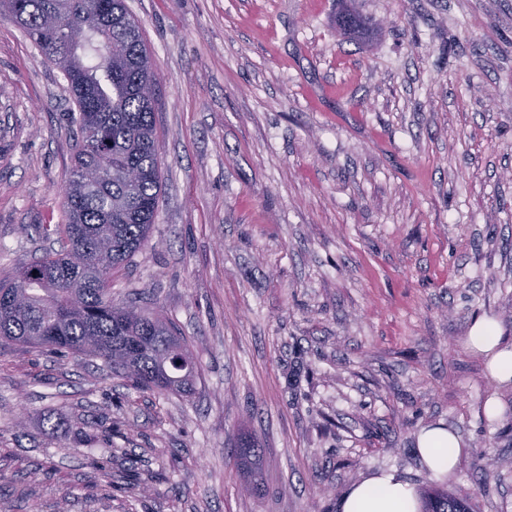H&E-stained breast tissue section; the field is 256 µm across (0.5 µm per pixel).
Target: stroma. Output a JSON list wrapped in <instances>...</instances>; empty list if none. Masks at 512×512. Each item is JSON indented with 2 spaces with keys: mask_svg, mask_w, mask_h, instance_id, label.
I'll use <instances>...</instances> for the list:
<instances>
[{
  "mask_svg": "<svg viewBox=\"0 0 512 512\" xmlns=\"http://www.w3.org/2000/svg\"><path fill=\"white\" fill-rule=\"evenodd\" d=\"M157 76L162 177L112 297L191 343V392L0 351V512H338L416 441L467 445L443 486L512 512V383L461 345L512 337V0H125ZM72 102L0 17V280L64 238ZM495 425H487V417ZM263 450L262 490L232 449ZM336 27L344 32L365 35L370 30V23L358 12L347 10L336 17Z\"/></svg>",
  "mask_w": 512,
  "mask_h": 512,
  "instance_id": "obj_1",
  "label": "stroma"
}]
</instances>
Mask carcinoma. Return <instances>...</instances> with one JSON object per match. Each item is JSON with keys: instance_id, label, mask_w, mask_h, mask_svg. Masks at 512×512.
<instances>
[{"instance_id": "obj_1", "label": "carcinoma", "mask_w": 512, "mask_h": 512, "mask_svg": "<svg viewBox=\"0 0 512 512\" xmlns=\"http://www.w3.org/2000/svg\"><path fill=\"white\" fill-rule=\"evenodd\" d=\"M0 12L63 75L77 128L65 246L0 282V349L65 350L104 361L139 390L188 393L198 372L187 338L154 310L114 302L109 288L112 271L148 240L161 199L156 76L141 26L124 0H0ZM336 27L365 35L370 23L347 10ZM236 456L259 491L262 449L245 441ZM422 503L423 512H470L439 488Z\"/></svg>"}]
</instances>
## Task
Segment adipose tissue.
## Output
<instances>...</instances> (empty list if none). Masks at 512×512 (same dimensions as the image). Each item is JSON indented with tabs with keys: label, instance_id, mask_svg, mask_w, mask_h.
Instances as JSON below:
<instances>
[{
	"label": "adipose tissue",
	"instance_id": "obj_1",
	"mask_svg": "<svg viewBox=\"0 0 512 512\" xmlns=\"http://www.w3.org/2000/svg\"><path fill=\"white\" fill-rule=\"evenodd\" d=\"M462 343L485 357L492 379L501 384L512 382V345L507 344L495 321H480ZM417 444L425 468L442 480L453 475L466 446L459 434L441 425L423 429ZM419 507L416 487L395 470L364 477L339 502L340 512H418Z\"/></svg>",
	"mask_w": 512,
	"mask_h": 512
}]
</instances>
